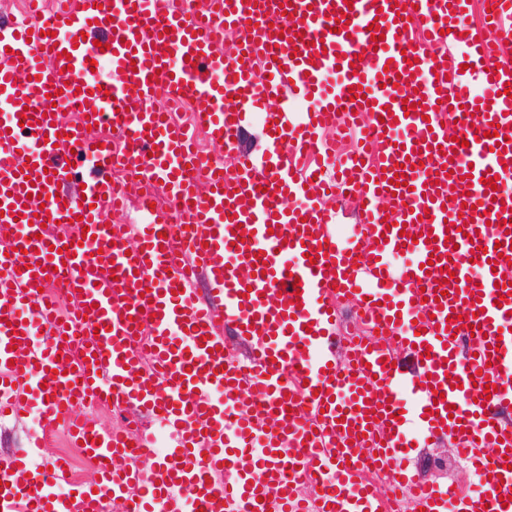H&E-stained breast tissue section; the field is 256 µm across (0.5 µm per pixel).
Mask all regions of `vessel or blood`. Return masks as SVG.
I'll use <instances>...</instances> for the list:
<instances>
[{"mask_svg": "<svg viewBox=\"0 0 512 512\" xmlns=\"http://www.w3.org/2000/svg\"><path fill=\"white\" fill-rule=\"evenodd\" d=\"M472 9L30 0L0 26V235L12 240L0 249V416L36 406L98 465L94 485L58 494L63 461L28 480L33 441L0 458V512H105L111 500L126 512H388L369 463L418 512H512V192L489 185L512 173V0H493L477 27ZM158 98L192 102L194 122L150 109ZM256 113L258 157L241 150ZM353 127L362 144L340 154ZM202 135L239 155L235 170L199 150ZM77 166L85 188L73 193ZM145 179L172 199L131 251V225L101 210L124 211ZM460 180L468 194L449 196ZM344 197L362 205L349 246L326 205ZM340 300L374 338L338 331ZM232 338L243 357H230ZM398 347L411 368L396 365ZM91 405L125 410L124 426L72 417ZM147 416L173 448L158 451ZM411 422L452 442L475 494L417 476ZM313 483L314 507L301 493Z\"/></svg>", "mask_w": 512, "mask_h": 512, "instance_id": "1", "label": "vessel or blood"}]
</instances>
